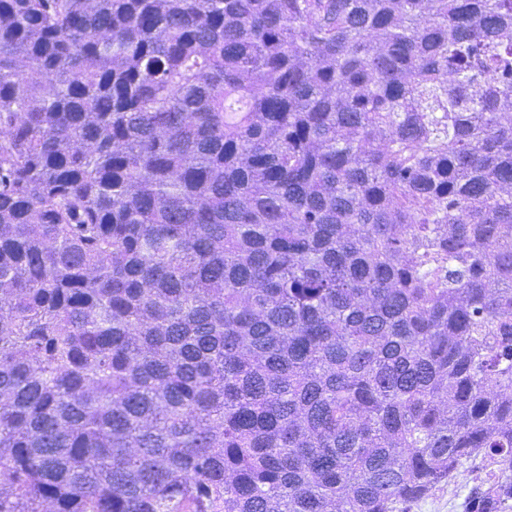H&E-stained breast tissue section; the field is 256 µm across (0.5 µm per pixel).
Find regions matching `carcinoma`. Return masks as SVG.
<instances>
[{"label": "carcinoma", "mask_w": 512, "mask_h": 512, "mask_svg": "<svg viewBox=\"0 0 512 512\" xmlns=\"http://www.w3.org/2000/svg\"><path fill=\"white\" fill-rule=\"evenodd\" d=\"M512 512V0H0V512ZM476 472L461 468L452 480L448 498V487L436 491L434 495L421 503L413 512H463V503L469 488L473 485Z\"/></svg>", "instance_id": "obj_1"}]
</instances>
